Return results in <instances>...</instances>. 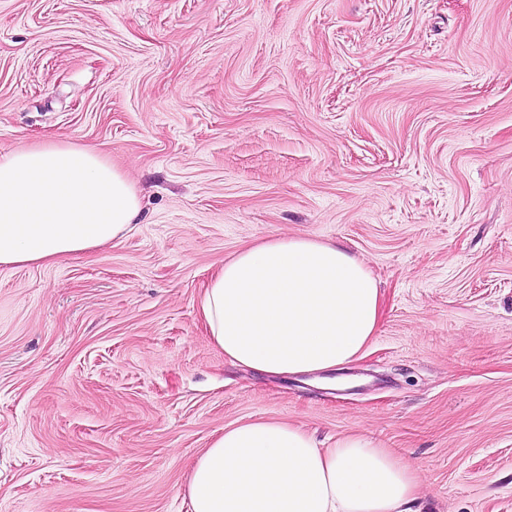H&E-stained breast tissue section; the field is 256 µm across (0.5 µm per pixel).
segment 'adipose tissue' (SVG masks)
<instances>
[{
  "instance_id": "ef3b65f1",
  "label": "adipose tissue",
  "mask_w": 512,
  "mask_h": 512,
  "mask_svg": "<svg viewBox=\"0 0 512 512\" xmlns=\"http://www.w3.org/2000/svg\"><path fill=\"white\" fill-rule=\"evenodd\" d=\"M141 213L135 186L103 153L46 140L0 154V266L53 265L108 245ZM231 364L269 375L359 361L380 320L371 271L336 244L269 238L238 251L198 304ZM418 469L361 434L320 447L300 426L225 427L195 459L189 512H414Z\"/></svg>"
}]
</instances>
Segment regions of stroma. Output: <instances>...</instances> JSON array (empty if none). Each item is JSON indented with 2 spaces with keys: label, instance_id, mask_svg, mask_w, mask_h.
I'll return each instance as SVG.
<instances>
[{
  "label": "stroma",
  "instance_id": "stroma-1",
  "mask_svg": "<svg viewBox=\"0 0 512 512\" xmlns=\"http://www.w3.org/2000/svg\"><path fill=\"white\" fill-rule=\"evenodd\" d=\"M105 151L138 224L0 267V512H187L225 426L361 433L419 512H512V0H0V153ZM309 236L372 272L357 384L232 367L211 273Z\"/></svg>",
  "mask_w": 512,
  "mask_h": 512
}]
</instances>
